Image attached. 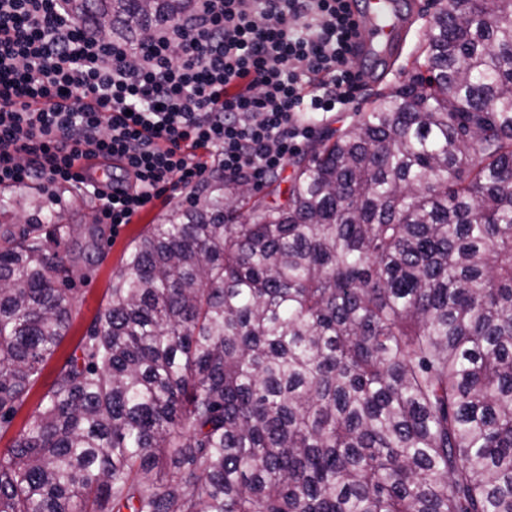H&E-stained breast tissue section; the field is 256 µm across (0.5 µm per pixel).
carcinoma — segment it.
Here are the masks:
<instances>
[{
	"instance_id": "cac0c4a2",
	"label": "carcinoma",
	"mask_w": 512,
	"mask_h": 512,
	"mask_svg": "<svg viewBox=\"0 0 512 512\" xmlns=\"http://www.w3.org/2000/svg\"><path fill=\"white\" fill-rule=\"evenodd\" d=\"M194 0H66L136 46ZM250 201L214 168L127 253L0 451V512H512V0ZM0 225V434L68 332L71 224Z\"/></svg>"
}]
</instances>
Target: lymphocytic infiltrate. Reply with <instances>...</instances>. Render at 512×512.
Returning <instances> with one entry per match:
<instances>
[{
  "label": "lymphocytic infiltrate",
  "mask_w": 512,
  "mask_h": 512,
  "mask_svg": "<svg viewBox=\"0 0 512 512\" xmlns=\"http://www.w3.org/2000/svg\"><path fill=\"white\" fill-rule=\"evenodd\" d=\"M145 49L88 33L62 0H0V186L95 193L83 158L126 163L97 223H131L163 193L262 184L356 86L353 0H196Z\"/></svg>",
  "instance_id": "1"
}]
</instances>
